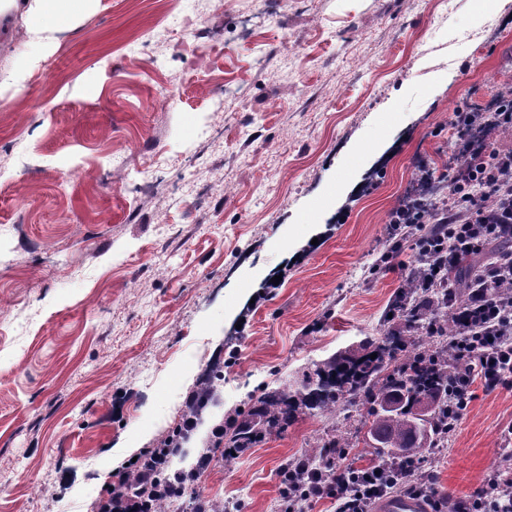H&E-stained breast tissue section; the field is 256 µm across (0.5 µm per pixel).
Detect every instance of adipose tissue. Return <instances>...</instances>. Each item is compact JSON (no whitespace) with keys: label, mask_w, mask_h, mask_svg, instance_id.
Instances as JSON below:
<instances>
[{"label":"adipose tissue","mask_w":512,"mask_h":512,"mask_svg":"<svg viewBox=\"0 0 512 512\" xmlns=\"http://www.w3.org/2000/svg\"><path fill=\"white\" fill-rule=\"evenodd\" d=\"M90 0H0V21L21 17L28 35L37 37L67 28Z\"/></svg>","instance_id":"1"}]
</instances>
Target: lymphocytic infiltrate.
Masks as SVG:
<instances>
[{
	"label": "lymphocytic infiltrate",
	"mask_w": 512,
	"mask_h": 512,
	"mask_svg": "<svg viewBox=\"0 0 512 512\" xmlns=\"http://www.w3.org/2000/svg\"><path fill=\"white\" fill-rule=\"evenodd\" d=\"M444 178L448 200L429 222L439 232L449 265H456L463 254L482 251L490 240L512 241V206L496 205L498 197H512V182L502 181L494 168L479 183L471 182L463 169H449ZM511 281L512 248L480 272L476 288L465 300H448L449 310L459 318L454 341L468 360L456 386L461 406L471 402L474 384L489 392L512 387V296L499 292L503 283ZM127 470L137 476L140 493L126 492L122 480H115L99 499L97 512H144V492L157 489L149 451L140 452ZM303 477L297 496L303 507L327 500L336 512H374L381 499L399 491L425 500L433 512H512L511 469H501L470 495L452 501L440 494L431 469L419 472L402 462L358 468L334 458Z\"/></svg>",
	"instance_id": "lymphocytic-infiltrate-1"
}]
</instances>
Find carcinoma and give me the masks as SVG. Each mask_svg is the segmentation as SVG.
<instances>
[{"label": "carcinoma", "mask_w": 512, "mask_h": 512, "mask_svg": "<svg viewBox=\"0 0 512 512\" xmlns=\"http://www.w3.org/2000/svg\"><path fill=\"white\" fill-rule=\"evenodd\" d=\"M508 89H501L484 108L464 112L461 122L473 129L487 128L494 110L502 104ZM448 184L441 178L425 179L414 195L415 203L408 209L391 211L387 223L394 225L391 237L400 247L407 235H412L411 247L416 253V266L407 273L394 293L387 312L391 319H403L408 327L421 332L418 340L410 341L401 333H389L382 342L366 340L360 344L365 353L351 352L334 355L315 363L303 373L297 388L288 385L264 389L254 393L236 407L224 427L223 449L213 450L211 461H223L229 466L236 456L254 447L268 435L280 434L300 409L321 415H334L352 399H359L363 444L391 460L418 459L424 449L431 447L452 414L440 400L466 369L463 358L451 341L438 346L429 344L434 335L451 336L456 330L453 314L448 312L444 293L430 287L434 275L448 277L442 269V253L428 238V229L405 231L407 222L420 220L432 214L441 205V197ZM498 251L488 245L479 254L465 255L454 268L455 278L450 281L456 298H465L476 285L472 271L475 267L493 262ZM376 358H370L371 354ZM183 432L170 435L158 456V479L172 478L174 458L181 451ZM354 444L345 437L333 438L308 450L311 461L332 454H342ZM181 479L190 489L189 512H224V505L216 500L204 499L193 489L195 476L187 471Z\"/></svg>", "instance_id": "obj_1"}]
</instances>
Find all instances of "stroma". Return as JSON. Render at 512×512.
Returning a JSON list of instances; mask_svg holds the SVG:
<instances>
[{"label": "stroma", "instance_id": "35a3bbf8", "mask_svg": "<svg viewBox=\"0 0 512 512\" xmlns=\"http://www.w3.org/2000/svg\"><path fill=\"white\" fill-rule=\"evenodd\" d=\"M252 7L95 0L42 40L0 30V512H94L206 370L223 379L178 468L248 392L405 329L381 323L405 276L378 262L387 215L455 165L453 109L512 84V0H276L238 39ZM227 83L243 98L219 102ZM511 423L512 389L476 388L425 452L443 494L499 469ZM358 426L297 412L199 487L282 512L283 463Z\"/></svg>", "mask_w": 512, "mask_h": 512}]
</instances>
